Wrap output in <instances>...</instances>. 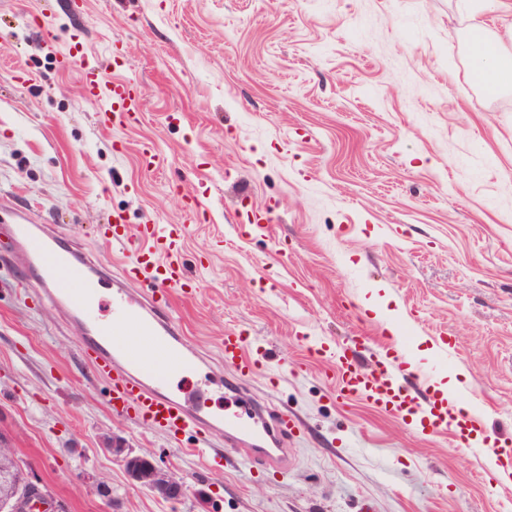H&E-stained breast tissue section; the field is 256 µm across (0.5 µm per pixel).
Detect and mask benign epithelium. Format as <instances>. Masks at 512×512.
Here are the masks:
<instances>
[{
	"label": "benign epithelium",
	"mask_w": 512,
	"mask_h": 512,
	"mask_svg": "<svg viewBox=\"0 0 512 512\" xmlns=\"http://www.w3.org/2000/svg\"><path fill=\"white\" fill-rule=\"evenodd\" d=\"M112 453L122 459L132 482L164 498L187 492L183 479L160 469L149 457L132 453L118 437L112 438ZM11 462L10 466L0 462V512H65L47 485L16 457Z\"/></svg>",
	"instance_id": "benign-epithelium-1"
}]
</instances>
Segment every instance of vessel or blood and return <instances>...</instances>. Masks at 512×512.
Returning a JSON list of instances; mask_svg holds the SVG:
<instances>
[{
    "label": "vessel or blood",
    "mask_w": 512,
    "mask_h": 512,
    "mask_svg": "<svg viewBox=\"0 0 512 512\" xmlns=\"http://www.w3.org/2000/svg\"><path fill=\"white\" fill-rule=\"evenodd\" d=\"M80 66L101 122H135V81L115 84L106 77V65ZM185 233V225L151 221L134 229L116 223L105 230V243L123 246L130 260L113 280L112 317L104 320L99 316V282L106 273L90 254L55 224H15L10 229L14 242L30 259L41 297L79 323L84 333L81 350L93 371L109 380L113 411L175 439L186 433L197 435L201 453L213 462H221L230 451L250 468L287 472L288 443L296 428L287 408L256 399L247 414L230 409L206 414L170 390L174 379L210 362L207 353L185 345L183 327L171 305L172 291L190 295L197 288L181 253ZM222 349L225 363L237 375V389L247 391L260 366L248 351L246 337L236 330L225 331ZM313 350L335 364L342 401L366 402L400 420L413 434H448L457 447L482 454L498 448L483 417L462 412L440 393L428 369L405 362L402 347L378 344L367 357L354 341H319ZM365 357L371 370L360 365ZM212 436L222 438L223 447H212L208 442Z\"/></svg>",
    "instance_id": "vessel-or-blood-1"
}]
</instances>
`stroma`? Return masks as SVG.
Masks as SVG:
<instances>
[{"mask_svg":"<svg viewBox=\"0 0 512 512\" xmlns=\"http://www.w3.org/2000/svg\"><path fill=\"white\" fill-rule=\"evenodd\" d=\"M479 0H0V225L60 224L98 265L113 215L177 224L191 346L261 345L250 386L300 423L287 474L210 467L108 406L81 335L0 236V435L67 512H512V482L446 436L336 398L315 340L396 341L512 439V88L477 84ZM119 56L140 116L103 127L64 56ZM152 148L153 168L141 153ZM270 209L255 230L248 219ZM452 337L445 356L438 337ZM183 477L165 499L109 449ZM110 497L98 495L96 478Z\"/></svg>","mask_w":512,"mask_h":512,"instance_id":"stroma-1","label":"stroma"}]
</instances>
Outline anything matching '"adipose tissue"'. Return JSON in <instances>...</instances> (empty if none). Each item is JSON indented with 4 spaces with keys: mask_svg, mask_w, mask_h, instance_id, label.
<instances>
[{
    "mask_svg": "<svg viewBox=\"0 0 512 512\" xmlns=\"http://www.w3.org/2000/svg\"><path fill=\"white\" fill-rule=\"evenodd\" d=\"M466 47L475 65L474 71L484 88L498 92L512 87V67L504 65L512 52L508 51L501 39L490 33L483 11L471 14Z\"/></svg>",
    "mask_w": 512,
    "mask_h": 512,
    "instance_id": "obj_1",
    "label": "adipose tissue"
}]
</instances>
